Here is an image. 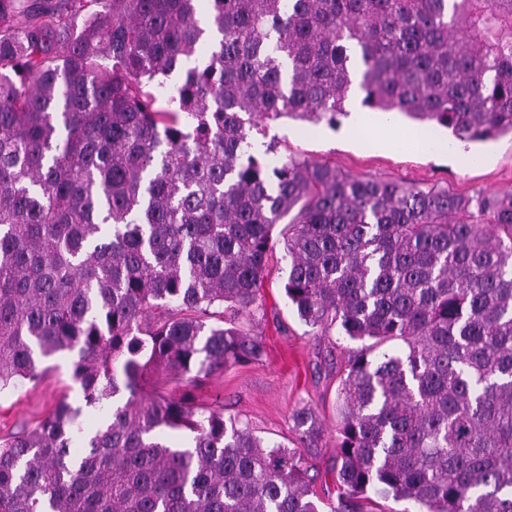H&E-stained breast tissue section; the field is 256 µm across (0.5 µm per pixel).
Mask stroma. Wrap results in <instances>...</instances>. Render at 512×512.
Returning <instances> with one entry per match:
<instances>
[{
  "instance_id": "35a3bbf8",
  "label": "stroma",
  "mask_w": 512,
  "mask_h": 512,
  "mask_svg": "<svg viewBox=\"0 0 512 512\" xmlns=\"http://www.w3.org/2000/svg\"><path fill=\"white\" fill-rule=\"evenodd\" d=\"M350 119L339 125L283 118L268 122L264 132L253 134L256 147L273 145L275 158L295 156L335 166L356 177L393 179L419 187L444 186L473 196L512 189V137L504 135L480 143L458 141L446 128L431 125L427 131L441 142L438 150H406L373 147L374 130L347 135ZM469 163L458 164L456 154ZM287 262L283 243H276L269 258L268 275L258 308L238 315L237 324L251 329L263 345L262 356L244 364H228L224 371L192 385L160 370L150 388L164 396L192 393L197 403L222 409L225 417L238 419L255 435L272 443L295 447L298 435L293 412L311 408L319 419L323 437L318 447L303 449V466L324 504H335L336 442L339 416L336 410L340 371L346 346L338 331L315 333L288 304L283 285ZM76 355L62 352L43 359L38 382H23L0 392V438H9L20 427H36L59 401L78 407L84 431H94L101 411L83 407L81 388L72 378Z\"/></svg>"
}]
</instances>
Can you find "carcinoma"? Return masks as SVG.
I'll return each mask as SVG.
<instances>
[{
  "instance_id": "cac0c4a2",
  "label": "carcinoma",
  "mask_w": 512,
  "mask_h": 512,
  "mask_svg": "<svg viewBox=\"0 0 512 512\" xmlns=\"http://www.w3.org/2000/svg\"><path fill=\"white\" fill-rule=\"evenodd\" d=\"M200 2L0 0V391L75 351L105 411L86 434L62 401L1 443L0 512H321L300 448L144 393L160 369L262 355L224 311L258 304L284 220L298 318L361 343L331 512H373L371 492L512 512V191L360 179L250 140L334 126L358 95L461 142L512 135V0H208L209 30ZM294 421L316 447L312 412Z\"/></svg>"
}]
</instances>
